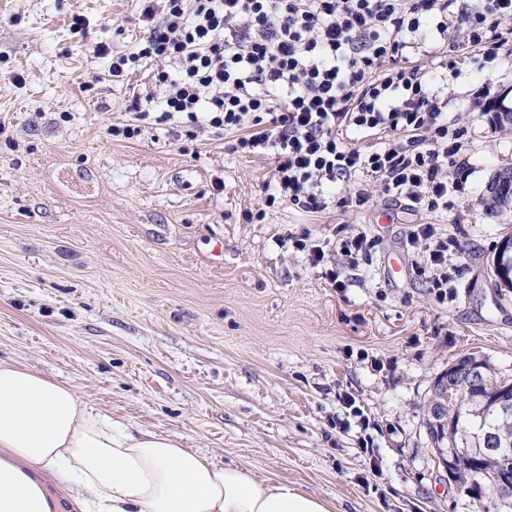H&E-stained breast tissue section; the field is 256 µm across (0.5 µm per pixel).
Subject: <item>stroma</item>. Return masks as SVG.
I'll return each mask as SVG.
<instances>
[{"label":"stroma","instance_id":"35a3bbf8","mask_svg":"<svg viewBox=\"0 0 512 512\" xmlns=\"http://www.w3.org/2000/svg\"><path fill=\"white\" fill-rule=\"evenodd\" d=\"M147 33L138 0H0V359L330 512H466L424 401L468 354L512 375V291L491 271L512 215L479 204L512 168V126L493 113L512 107V54L448 71L467 181L447 211L374 186L352 215L282 202L257 223L268 160L234 152L233 134L131 111L158 93L157 68L175 69L113 77V56ZM128 125L139 134L112 135ZM415 224L458 244L447 298L418 273ZM305 229L377 246L334 288L285 241Z\"/></svg>","mask_w":512,"mask_h":512}]
</instances>
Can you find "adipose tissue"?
<instances>
[{
	"label": "adipose tissue",
	"instance_id": "obj_1",
	"mask_svg": "<svg viewBox=\"0 0 512 512\" xmlns=\"http://www.w3.org/2000/svg\"><path fill=\"white\" fill-rule=\"evenodd\" d=\"M51 481L79 512H329L296 486L133 431L72 386L0 360V512H51Z\"/></svg>",
	"mask_w": 512,
	"mask_h": 512
}]
</instances>
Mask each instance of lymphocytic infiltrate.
<instances>
[{
	"label": "lymphocytic infiltrate",
	"instance_id": "1",
	"mask_svg": "<svg viewBox=\"0 0 512 512\" xmlns=\"http://www.w3.org/2000/svg\"><path fill=\"white\" fill-rule=\"evenodd\" d=\"M144 42L114 58L113 76L143 59L173 58L177 78L164 88L158 122L205 120L236 133V152L275 163L268 208L286 202L308 213L369 203L370 185L405 198L418 211L446 210L461 168L465 130L448 118V101L432 84L460 53L485 66L512 53V0H477L455 15L454 0H141ZM463 29L462 41L448 30ZM443 42L446 54L419 66L411 52ZM373 137L367 148L358 138ZM288 242L324 278L343 287L329 258L359 266L376 246L367 235L315 243L308 231ZM407 241L425 243L424 271L440 296L456 275L454 242L435 225L416 224Z\"/></svg>",
	"mask_w": 512,
	"mask_h": 512
}]
</instances>
